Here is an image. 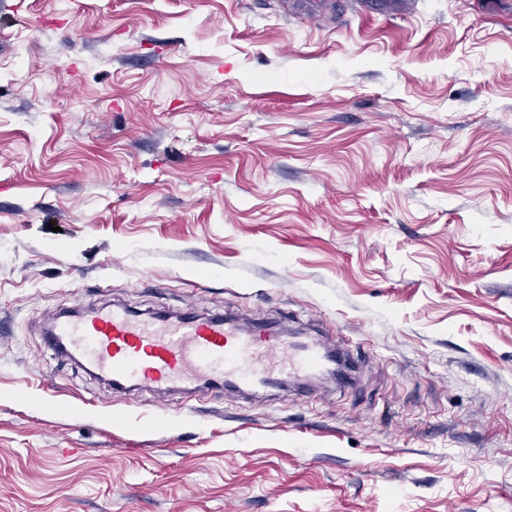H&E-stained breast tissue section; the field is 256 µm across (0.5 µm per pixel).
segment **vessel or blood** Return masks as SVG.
I'll return each instance as SVG.
<instances>
[{
  "label": "vessel or blood",
  "mask_w": 512,
  "mask_h": 512,
  "mask_svg": "<svg viewBox=\"0 0 512 512\" xmlns=\"http://www.w3.org/2000/svg\"><path fill=\"white\" fill-rule=\"evenodd\" d=\"M47 341L102 380L164 395L213 386L271 389L318 373L327 356L322 339L290 343L220 315L146 316L117 305L63 315Z\"/></svg>",
  "instance_id": "1"
}]
</instances>
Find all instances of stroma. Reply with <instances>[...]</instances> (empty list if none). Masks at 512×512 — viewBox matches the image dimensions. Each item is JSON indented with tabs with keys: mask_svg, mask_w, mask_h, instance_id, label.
<instances>
[{
	"mask_svg": "<svg viewBox=\"0 0 512 512\" xmlns=\"http://www.w3.org/2000/svg\"><path fill=\"white\" fill-rule=\"evenodd\" d=\"M0 0V512H512V0ZM352 355L124 391L74 305Z\"/></svg>",
	"mask_w": 512,
	"mask_h": 512,
	"instance_id": "1",
	"label": "stroma"
}]
</instances>
